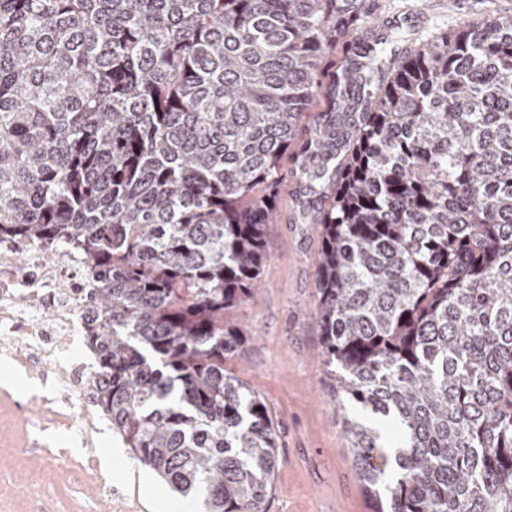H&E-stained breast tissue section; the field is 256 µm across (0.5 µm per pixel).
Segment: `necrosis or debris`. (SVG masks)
Segmentation results:
<instances>
[{
    "label": "necrosis or debris",
    "mask_w": 512,
    "mask_h": 512,
    "mask_svg": "<svg viewBox=\"0 0 512 512\" xmlns=\"http://www.w3.org/2000/svg\"><path fill=\"white\" fill-rule=\"evenodd\" d=\"M94 286L80 249L65 247L49 263L43 246L0 239V362L39 380L34 398L44 411L31 420L13 392L0 387V416L13 421L18 447H27L39 428L92 448L111 427L88 382L94 366L80 350Z\"/></svg>",
    "instance_id": "necrosis-or-debris-1"
}]
</instances>
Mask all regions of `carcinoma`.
<instances>
[{"mask_svg": "<svg viewBox=\"0 0 512 512\" xmlns=\"http://www.w3.org/2000/svg\"><path fill=\"white\" fill-rule=\"evenodd\" d=\"M358 0H0V233L84 247L95 404L204 512H265L276 434L224 366L283 157L374 512H512V14L405 50Z\"/></svg>", "mask_w": 512, "mask_h": 512, "instance_id": "obj_1", "label": "carcinoma"}]
</instances>
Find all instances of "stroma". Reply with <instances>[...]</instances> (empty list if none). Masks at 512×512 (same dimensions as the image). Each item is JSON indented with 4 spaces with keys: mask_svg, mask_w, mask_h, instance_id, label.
Returning a JSON list of instances; mask_svg holds the SVG:
<instances>
[{
    "mask_svg": "<svg viewBox=\"0 0 512 512\" xmlns=\"http://www.w3.org/2000/svg\"><path fill=\"white\" fill-rule=\"evenodd\" d=\"M365 14L378 19L418 16V40L452 31L463 17L484 18L490 11H512V0H360ZM274 223L265 227L262 285L226 320L247 338L242 353L227 366L256 389L274 423L279 456L267 512H373L374 502L359 479L350 443L349 422L364 419L357 404L339 401L325 359L316 320V259L321 238L315 225L296 221L299 184L292 156L279 171ZM68 449L56 459L49 448ZM15 470L0 472V503L14 512H192L161 479L134 458L111 433L98 439L96 456L111 493L94 494L58 484L47 495L27 483L30 475L54 480L62 467L80 466L83 449L67 436H41L21 449Z\"/></svg>",
    "mask_w": 512,
    "mask_h": 512,
    "instance_id": "1",
    "label": "stroma"
}]
</instances>
